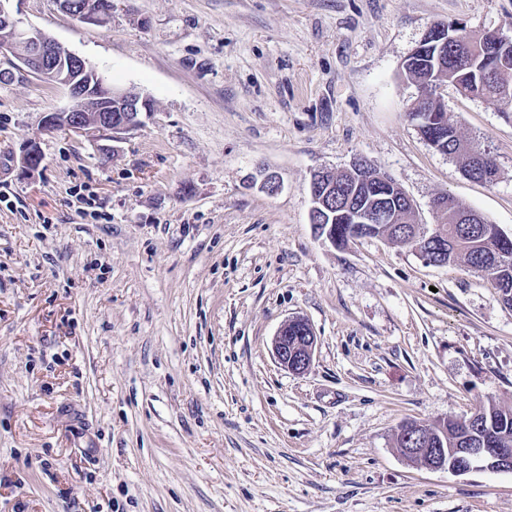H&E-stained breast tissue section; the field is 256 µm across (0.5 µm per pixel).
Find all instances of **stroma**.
I'll return each mask as SVG.
<instances>
[{
  "instance_id": "obj_1",
  "label": "stroma",
  "mask_w": 512,
  "mask_h": 512,
  "mask_svg": "<svg viewBox=\"0 0 512 512\" xmlns=\"http://www.w3.org/2000/svg\"><path fill=\"white\" fill-rule=\"evenodd\" d=\"M7 7L154 108L103 155L44 132L70 98L0 52V512H512V472L428 470L395 443L512 409V307L487 275L309 222L313 173L365 158L423 227L446 193L512 237V112L441 88L497 164L475 181L410 120L424 90L402 69L434 24L512 25V0H112L101 24ZM77 186L103 220L68 205ZM296 315L317 334L301 375L272 355Z\"/></svg>"
}]
</instances>
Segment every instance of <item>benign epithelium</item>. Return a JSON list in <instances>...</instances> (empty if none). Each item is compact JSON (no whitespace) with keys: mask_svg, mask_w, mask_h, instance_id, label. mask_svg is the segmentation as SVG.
<instances>
[{"mask_svg":"<svg viewBox=\"0 0 512 512\" xmlns=\"http://www.w3.org/2000/svg\"><path fill=\"white\" fill-rule=\"evenodd\" d=\"M60 7L69 15L82 22L97 23L100 16L86 6L76 12L72 0H59ZM0 29L10 34V40L0 48L14 53L17 60L29 71L40 77L50 78L54 84L65 89L72 100L81 101L91 108L89 112L51 111L42 118V129L54 132L58 128L69 133L94 136L101 141L99 149L110 153L114 151L111 143L118 142L126 134L136 129L140 115L149 111L150 98L140 95L134 89H102L101 83L92 75L83 59L51 37L31 31L20 25L0 3ZM22 168L34 170L41 164L38 144L30 143L23 151ZM327 171L314 173L310 183L311 208L309 222L315 225L319 236L331 245L338 242L336 225L327 224L328 214L332 211L333 197L342 195L340 186L330 184ZM377 181L384 185L381 197L376 203L347 204L336 217L344 224L352 225L347 233L348 241L363 237H377L383 225L392 227L400 224V209H411L409 198L390 203V183L383 177ZM419 257L430 266L436 265L435 255L448 251V236L436 230L414 247ZM317 343L316 333L311 324L303 317L294 316L286 320L273 338L272 352L277 364L294 374L305 373L313 359ZM424 423H408L401 427L398 436L403 442L402 454L411 459L422 460L421 467L429 470L448 469L455 474H465L475 468L493 472L512 471L511 448H452L437 446L425 448Z\"/></svg>","mask_w":512,"mask_h":512,"instance_id":"obj_1","label":"benign epithelium"}]
</instances>
